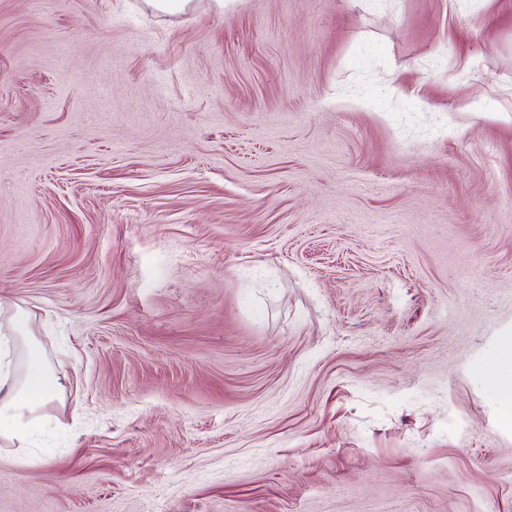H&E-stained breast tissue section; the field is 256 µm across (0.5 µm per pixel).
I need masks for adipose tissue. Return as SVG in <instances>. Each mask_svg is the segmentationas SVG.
Listing matches in <instances>:
<instances>
[{"mask_svg": "<svg viewBox=\"0 0 512 512\" xmlns=\"http://www.w3.org/2000/svg\"><path fill=\"white\" fill-rule=\"evenodd\" d=\"M23 317L0 325V439L26 441L33 435L31 415L44 400L52 398L60 383L34 345ZM26 341L25 361L15 368L11 353Z\"/></svg>", "mask_w": 512, "mask_h": 512, "instance_id": "obj_1", "label": "adipose tissue"}]
</instances>
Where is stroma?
Returning a JSON list of instances; mask_svg holds the SVG:
<instances>
[{
    "label": "stroma",
    "mask_w": 512,
    "mask_h": 512,
    "mask_svg": "<svg viewBox=\"0 0 512 512\" xmlns=\"http://www.w3.org/2000/svg\"><path fill=\"white\" fill-rule=\"evenodd\" d=\"M0 299V512H512V0H0ZM0 439L27 441L33 435L29 414L52 398L60 383L46 361L29 339L22 316L12 319L5 327L0 324ZM26 347L24 365L18 373L11 353L19 340Z\"/></svg>",
    "instance_id": "1"
}]
</instances>
